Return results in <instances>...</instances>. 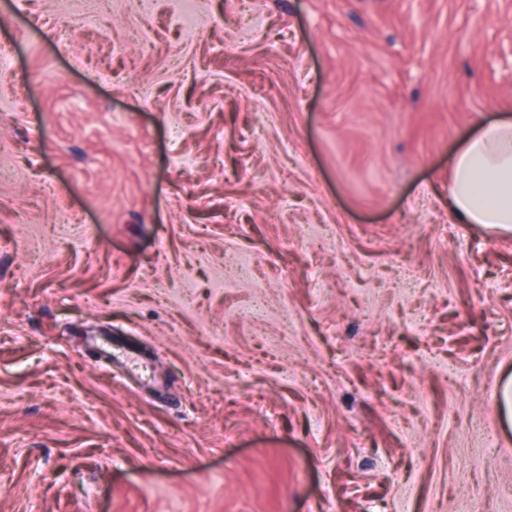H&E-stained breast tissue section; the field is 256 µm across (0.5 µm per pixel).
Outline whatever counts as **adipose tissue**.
<instances>
[{
	"instance_id": "adipose-tissue-1",
	"label": "adipose tissue",
	"mask_w": 512,
	"mask_h": 512,
	"mask_svg": "<svg viewBox=\"0 0 512 512\" xmlns=\"http://www.w3.org/2000/svg\"><path fill=\"white\" fill-rule=\"evenodd\" d=\"M448 170L457 220L512 232V117L476 123L449 156Z\"/></svg>"
}]
</instances>
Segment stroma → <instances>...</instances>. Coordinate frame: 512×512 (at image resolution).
I'll return each instance as SVG.
<instances>
[{
  "mask_svg": "<svg viewBox=\"0 0 512 512\" xmlns=\"http://www.w3.org/2000/svg\"><path fill=\"white\" fill-rule=\"evenodd\" d=\"M86 10L0 0V512H512V0ZM448 170L457 220L512 232V117L476 123L448 157Z\"/></svg>",
  "mask_w": 512,
  "mask_h": 512,
  "instance_id": "35a3bbf8",
  "label": "stroma"
}]
</instances>
